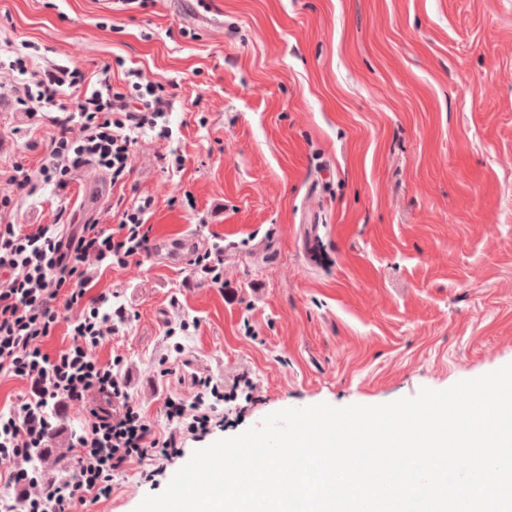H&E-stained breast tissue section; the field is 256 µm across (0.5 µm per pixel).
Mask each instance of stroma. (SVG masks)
Segmentation results:
<instances>
[{"mask_svg": "<svg viewBox=\"0 0 512 512\" xmlns=\"http://www.w3.org/2000/svg\"><path fill=\"white\" fill-rule=\"evenodd\" d=\"M4 16L54 61L121 59L173 96L172 139L139 137L121 188L87 168L16 222L64 207L110 227L113 197L149 195L152 242L226 244L220 287L189 281L188 250L106 270L94 292L130 321L96 356L123 358L161 431L165 397L191 399L194 377L253 383L152 478L129 467L71 512H135L196 449L270 413L385 404L512 363V0H0ZM15 81L0 70V198L54 131L14 111Z\"/></svg>", "mask_w": 512, "mask_h": 512, "instance_id": "35a3bbf8", "label": "stroma"}]
</instances>
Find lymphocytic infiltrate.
I'll return each instance as SVG.
<instances>
[{
  "mask_svg": "<svg viewBox=\"0 0 512 512\" xmlns=\"http://www.w3.org/2000/svg\"><path fill=\"white\" fill-rule=\"evenodd\" d=\"M34 58L23 48L0 47V69L16 75V111L52 116L56 127L38 165L16 167L17 198L0 199V377L29 386L25 399L0 410V486L8 490L0 496V512H69L74 502L110 497L116 474L159 464L178 452L185 436L205 430V404L218 387L199 379L192 402L166 397L169 429L162 432L131 399L120 358L104 365L92 355L130 315L121 304L103 309L91 295L87 263L121 268L146 252L153 197H117L112 229L57 223L26 231L14 222L18 199L45 187L65 191L74 173L87 166L119 183L139 136L170 138L172 102L165 86L143 81L135 69L126 70L118 86L107 67L93 78L63 63L38 70ZM71 90L78 94L73 105L67 102ZM65 311L75 314L70 344L52 355L43 352L41 342L52 336ZM92 395L105 404L90 408L73 435L67 450L72 467L46 473L40 463L48 439L64 432L69 405Z\"/></svg>",
  "mask_w": 512,
  "mask_h": 512,
  "instance_id": "f902f5d3",
  "label": "lymphocytic infiltrate"
}]
</instances>
